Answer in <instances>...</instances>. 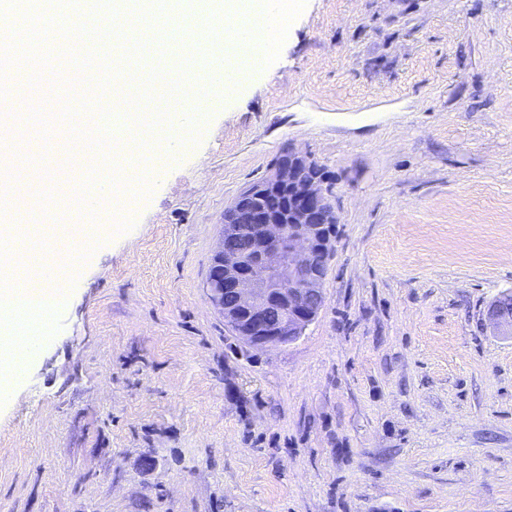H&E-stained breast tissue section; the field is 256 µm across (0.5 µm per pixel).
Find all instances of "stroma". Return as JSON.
Wrapping results in <instances>:
<instances>
[{"instance_id": "1", "label": "stroma", "mask_w": 512, "mask_h": 512, "mask_svg": "<svg viewBox=\"0 0 512 512\" xmlns=\"http://www.w3.org/2000/svg\"><path fill=\"white\" fill-rule=\"evenodd\" d=\"M60 82L81 97L57 55L0 98L41 142L0 158L53 192L85 179L42 161ZM290 147L329 173L336 247L304 334L252 348L205 284ZM127 212L0 407V512H512V0H307Z\"/></svg>"}]
</instances>
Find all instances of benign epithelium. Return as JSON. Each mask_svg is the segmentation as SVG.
<instances>
[{"label":"benign epithelium","instance_id":"7a95c632","mask_svg":"<svg viewBox=\"0 0 512 512\" xmlns=\"http://www.w3.org/2000/svg\"><path fill=\"white\" fill-rule=\"evenodd\" d=\"M337 223L332 187L323 168L298 153L279 157L274 173L244 189L224 210V230L213 256L206 291L224 324L254 348L295 342L321 307L303 299L323 293L325 276L310 268L315 251L330 254L334 236L325 228ZM283 315L277 328L268 313ZM496 329L512 335V311L492 304Z\"/></svg>","mask_w":512,"mask_h":512}]
</instances>
